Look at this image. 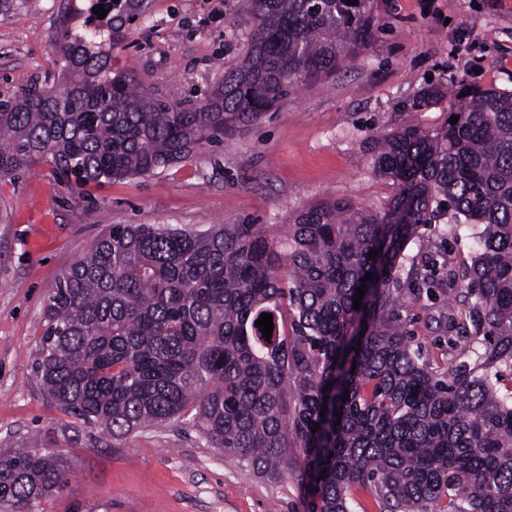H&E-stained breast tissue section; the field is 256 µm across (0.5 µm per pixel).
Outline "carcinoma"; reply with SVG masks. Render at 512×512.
<instances>
[{
	"instance_id": "obj_1",
	"label": "carcinoma",
	"mask_w": 512,
	"mask_h": 512,
	"mask_svg": "<svg viewBox=\"0 0 512 512\" xmlns=\"http://www.w3.org/2000/svg\"><path fill=\"white\" fill-rule=\"evenodd\" d=\"M83 2L58 26L57 81L0 94V176L45 161L86 186L166 168L333 75L377 29L371 0H246V58L204 100L168 102L112 71L145 0ZM445 96L457 123L378 139L376 168L398 184L388 211L319 202L285 254L259 224L112 225L48 295L36 369L50 402L114 438L190 412L260 474L299 447L311 512H351L356 485L382 512H512V92L432 87L412 108ZM445 215L479 225L474 260L439 276L429 252L401 280L408 244ZM414 283L462 296L445 343L471 363L427 362L395 308ZM69 471L54 450L0 451V512H39Z\"/></svg>"
}]
</instances>
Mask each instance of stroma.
Segmentation results:
<instances>
[{
  "mask_svg": "<svg viewBox=\"0 0 512 512\" xmlns=\"http://www.w3.org/2000/svg\"><path fill=\"white\" fill-rule=\"evenodd\" d=\"M68 0H0V91L57 75L52 42ZM373 43L330 78L307 81L256 124L146 176L71 187L43 162L0 177V450H59L73 471L42 512H307L302 451L288 470L255 474L181 420L116 439L52 407L36 374L43 310L61 274L113 224L202 232L271 227L287 250L302 209L346 200L381 212L397 192L375 166L374 143L404 120L434 131L448 102L420 110L429 85L512 90V0H374ZM249 51L240 0H150L112 51V68L169 102L203 97ZM474 225L442 239L424 231L408 254L474 255ZM400 313L433 366L448 365L438 315L448 298L405 290Z\"/></svg>",
  "mask_w": 512,
  "mask_h": 512,
  "instance_id": "stroma-1",
  "label": "stroma"
}]
</instances>
